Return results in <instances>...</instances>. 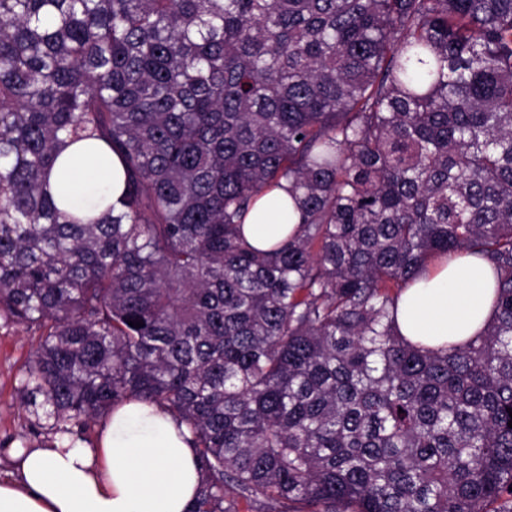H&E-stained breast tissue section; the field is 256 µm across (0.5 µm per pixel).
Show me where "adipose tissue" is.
<instances>
[{"mask_svg":"<svg viewBox=\"0 0 512 512\" xmlns=\"http://www.w3.org/2000/svg\"><path fill=\"white\" fill-rule=\"evenodd\" d=\"M119 161L102 165L76 145L57 159L50 184L92 211L119 195ZM287 192L261 196L244 220L251 244L266 249L297 227ZM491 266L471 255L430 262L400 296L397 322L409 341L435 347L466 345L495 310ZM14 477L0 479V512H192L201 473L191 435L171 412L140 400L115 406L93 441L54 438L12 457Z\"/></svg>","mask_w":512,"mask_h":512,"instance_id":"obj_1","label":"adipose tissue"}]
</instances>
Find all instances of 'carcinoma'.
I'll return each instance as SVG.
<instances>
[{
  "mask_svg": "<svg viewBox=\"0 0 512 512\" xmlns=\"http://www.w3.org/2000/svg\"><path fill=\"white\" fill-rule=\"evenodd\" d=\"M81 141L126 175L93 217L49 186ZM461 252L491 322L412 344L400 293ZM0 319L54 433L175 414L193 512H512V0H0ZM299 220V213L293 209L287 192L274 188L261 196L249 211L243 230L253 246L267 249L291 234Z\"/></svg>",
  "mask_w": 512,
  "mask_h": 512,
  "instance_id": "1",
  "label": "carcinoma"
}]
</instances>
